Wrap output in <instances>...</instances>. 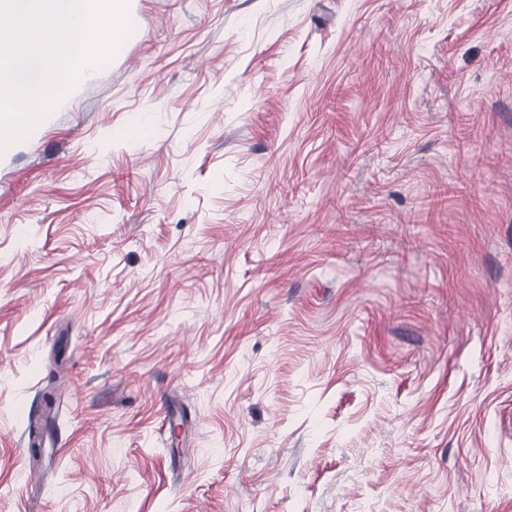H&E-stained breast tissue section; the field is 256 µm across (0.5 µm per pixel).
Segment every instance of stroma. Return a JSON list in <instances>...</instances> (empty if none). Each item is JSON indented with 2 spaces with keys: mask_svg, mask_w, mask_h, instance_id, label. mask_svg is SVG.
<instances>
[{
  "mask_svg": "<svg viewBox=\"0 0 512 512\" xmlns=\"http://www.w3.org/2000/svg\"><path fill=\"white\" fill-rule=\"evenodd\" d=\"M0 156V512H512V0H127Z\"/></svg>",
  "mask_w": 512,
  "mask_h": 512,
  "instance_id": "35a3bbf8",
  "label": "stroma"
}]
</instances>
